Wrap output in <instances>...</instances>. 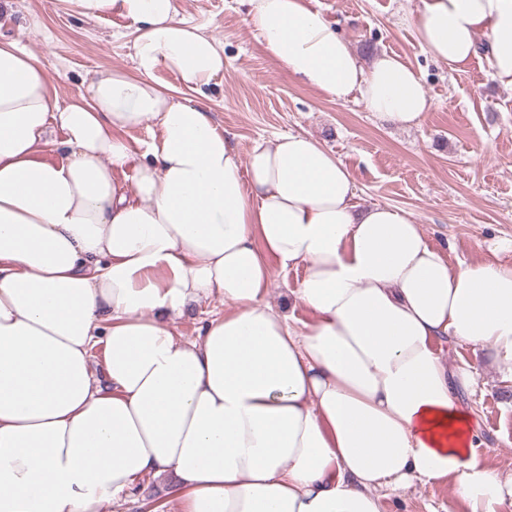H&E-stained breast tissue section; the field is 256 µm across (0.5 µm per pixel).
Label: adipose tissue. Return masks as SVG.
Listing matches in <instances>:
<instances>
[{
	"label": "adipose tissue",
	"mask_w": 512,
	"mask_h": 512,
	"mask_svg": "<svg viewBox=\"0 0 512 512\" xmlns=\"http://www.w3.org/2000/svg\"><path fill=\"white\" fill-rule=\"evenodd\" d=\"M67 2L130 19L134 69L61 106L0 38V512H101L147 473L175 476L177 512H381L382 492L446 480L471 512L512 497L458 401L474 373L442 357L466 343L512 363V263L450 267L410 212L356 204L311 136L241 160L203 101L224 46L177 0ZM311 2L239 0L289 78L420 125L422 74L362 60ZM405 21L434 61L484 56L512 89V0H419ZM162 68L191 98L163 90ZM153 124L143 148L124 137ZM53 128L65 155L46 162ZM276 265L303 267L308 321L268 302ZM214 294L229 311L183 340L173 313Z\"/></svg>",
	"instance_id": "adipose-tissue-1"
}]
</instances>
